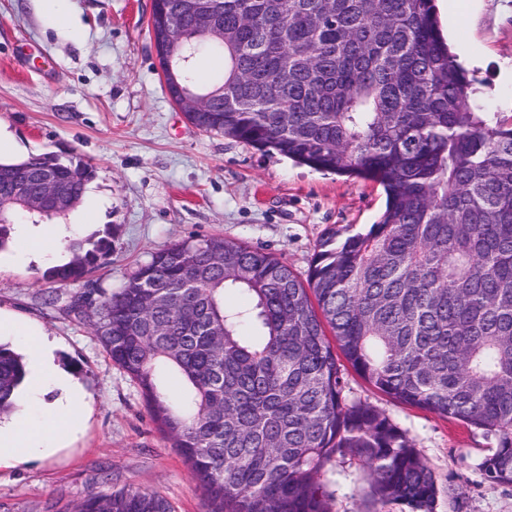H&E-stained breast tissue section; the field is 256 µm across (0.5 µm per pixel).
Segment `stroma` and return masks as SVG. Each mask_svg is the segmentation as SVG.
I'll return each mask as SVG.
<instances>
[{"label": "stroma", "mask_w": 512, "mask_h": 512, "mask_svg": "<svg viewBox=\"0 0 512 512\" xmlns=\"http://www.w3.org/2000/svg\"><path fill=\"white\" fill-rule=\"evenodd\" d=\"M57 25L45 0H0V131L14 158L55 152L95 169L85 193L104 203L95 225L69 247L108 238L93 278L119 290L153 252L188 238L221 236L272 253L306 275L330 228L367 231L385 205L381 186L296 164L221 134L206 133L169 98L148 28L151 0H60ZM440 26L477 101L512 122V0H435ZM33 260L0 253V310L45 328L56 361L81 384L90 410L67 447L0 469V512H73L83 500L126 487L157 491L175 512H207L202 489L153 423L137 385L90 327L70 312L76 283L53 292ZM346 400L383 410L413 441L436 485L433 512H512V486L488 481L480 464L493 436L403 405L353 370ZM331 512H409L375 504L370 475L350 456L321 475Z\"/></svg>", "instance_id": "stroma-1"}]
</instances>
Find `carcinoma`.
Segmentation results:
<instances>
[{
	"label": "carcinoma",
	"instance_id": "obj_1",
	"mask_svg": "<svg viewBox=\"0 0 512 512\" xmlns=\"http://www.w3.org/2000/svg\"><path fill=\"white\" fill-rule=\"evenodd\" d=\"M202 6L217 9L224 42L194 38ZM154 11L178 18L180 52L224 57L200 90L212 111L186 114L194 126L373 181L386 197L367 232L339 244L325 233L304 280L212 236L153 253L116 293L70 301L139 387L208 512H330L320 476L338 455L369 469L374 500L431 512L429 467L385 413L346 401L347 365L402 404L493 435L481 470L512 485V124L471 103L434 0H155ZM43 172L77 204L94 176L54 152L0 160V198L10 176ZM59 216L3 209L0 251L18 226ZM110 250L89 239L42 279L78 282ZM231 289L250 303L225 306ZM25 375L0 345V414ZM75 512L174 510L156 491L122 488Z\"/></svg>",
	"mask_w": 512,
	"mask_h": 512
}]
</instances>
